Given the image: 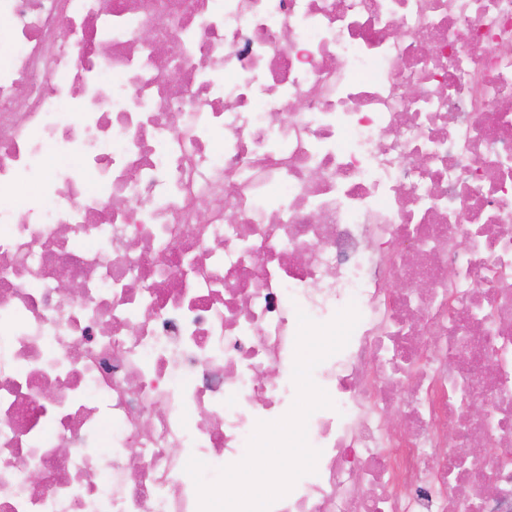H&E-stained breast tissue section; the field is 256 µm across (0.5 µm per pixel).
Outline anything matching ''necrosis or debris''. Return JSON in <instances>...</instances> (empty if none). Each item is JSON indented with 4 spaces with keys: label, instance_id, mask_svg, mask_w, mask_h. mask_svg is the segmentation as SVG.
Here are the masks:
<instances>
[{
    "label": "necrosis or debris",
    "instance_id": "necrosis-or-debris-1",
    "mask_svg": "<svg viewBox=\"0 0 512 512\" xmlns=\"http://www.w3.org/2000/svg\"><path fill=\"white\" fill-rule=\"evenodd\" d=\"M351 305L271 512H512V0H0V512H198Z\"/></svg>",
    "mask_w": 512,
    "mask_h": 512
}]
</instances>
